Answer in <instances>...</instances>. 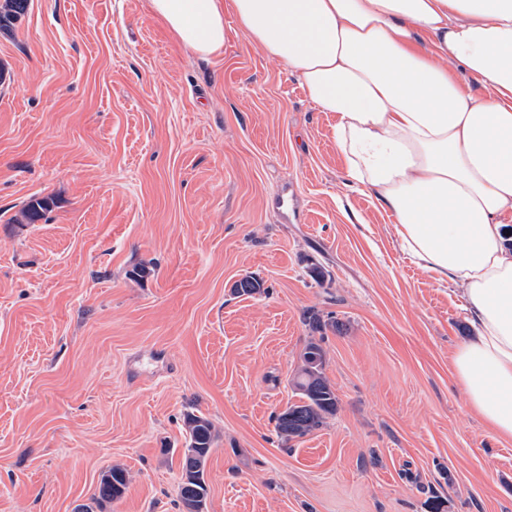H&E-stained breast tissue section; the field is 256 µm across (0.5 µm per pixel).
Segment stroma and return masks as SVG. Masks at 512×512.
Returning <instances> with one entry per match:
<instances>
[{
  "mask_svg": "<svg viewBox=\"0 0 512 512\" xmlns=\"http://www.w3.org/2000/svg\"><path fill=\"white\" fill-rule=\"evenodd\" d=\"M224 22L209 57L149 0H29L0 34V512H73L117 464L105 512H181L189 412L217 431L207 512H512V438L452 364L464 299L350 188L335 115ZM311 309L338 410L286 441ZM129 481L130 476L127 469L119 465L109 466L101 475L94 503L98 507H102L105 503L120 499L124 495Z\"/></svg>",
  "mask_w": 512,
  "mask_h": 512,
  "instance_id": "1",
  "label": "stroma"
}]
</instances>
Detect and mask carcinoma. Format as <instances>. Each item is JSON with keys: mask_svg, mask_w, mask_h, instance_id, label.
Returning <instances> with one entry per match:
<instances>
[{"mask_svg": "<svg viewBox=\"0 0 512 512\" xmlns=\"http://www.w3.org/2000/svg\"><path fill=\"white\" fill-rule=\"evenodd\" d=\"M28 0H0V30L11 27L22 14ZM47 203L35 200L22 210L25 223L35 224L41 219ZM263 284L252 276L236 282L233 292L239 296H252L261 292ZM324 351L320 344L310 341L302 353V365L292 380V387L299 402L288 405L276 417L277 433L287 439L301 438L322 427L326 420L336 414V391L324 372ZM186 444L183 448L178 482V498L182 512H197L207 505L208 485L205 479L207 459L216 440L213 423L201 414L188 412L184 416ZM127 469L119 465L108 467L101 475L95 505L120 499L129 484Z\"/></svg>", "mask_w": 512, "mask_h": 512, "instance_id": "1", "label": "carcinoma"}]
</instances>
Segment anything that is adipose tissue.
I'll use <instances>...</instances> for the list:
<instances>
[{
	"label": "adipose tissue",
	"mask_w": 512,
	"mask_h": 512,
	"mask_svg": "<svg viewBox=\"0 0 512 512\" xmlns=\"http://www.w3.org/2000/svg\"><path fill=\"white\" fill-rule=\"evenodd\" d=\"M176 41L224 48L225 13L336 115L349 184L401 248L459 286L474 333L453 365L470 407L512 437V0H150ZM490 88L482 99L453 78Z\"/></svg>",
	"instance_id": "1"
}]
</instances>
